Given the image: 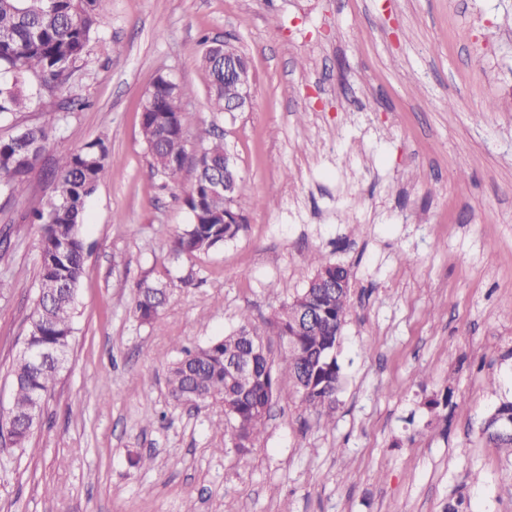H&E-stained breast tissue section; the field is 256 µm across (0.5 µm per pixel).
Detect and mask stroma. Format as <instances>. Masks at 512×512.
Segmentation results:
<instances>
[{
    "label": "stroma",
    "instance_id": "1",
    "mask_svg": "<svg viewBox=\"0 0 512 512\" xmlns=\"http://www.w3.org/2000/svg\"><path fill=\"white\" fill-rule=\"evenodd\" d=\"M212 41L248 59L249 110H212ZM161 73L192 88L188 131L223 132L241 177L243 229L192 256L174 249L187 186L140 136ZM45 122L25 191L0 188V412L37 287L29 216L61 155L103 140L111 173L87 202L68 363L26 447L0 436V512H444L460 494L512 512V459L482 433L512 401V0H111L81 71L0 139ZM313 253L351 272L334 424L283 377L238 454L223 404H177L167 367L245 313L279 361L267 321ZM143 282L168 295L149 323Z\"/></svg>",
    "mask_w": 512,
    "mask_h": 512
}]
</instances>
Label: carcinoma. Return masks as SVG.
Masks as SVG:
<instances>
[{"mask_svg":"<svg viewBox=\"0 0 512 512\" xmlns=\"http://www.w3.org/2000/svg\"><path fill=\"white\" fill-rule=\"evenodd\" d=\"M110 0H0V73L12 83H0V120L20 111L33 96L43 98L63 89L81 68L86 49L97 32ZM220 49L204 54L210 75L209 100L214 110L224 111V102L235 95V86L218 78L214 64ZM192 91L160 74L141 100V135L156 175L189 183L184 205L190 224L177 235V252L194 255L217 249L235 239L243 227L224 222L226 210L237 212L224 200V193L210 190L224 176L237 178V171L224 172V138L207 127L198 131L201 155L186 161L183 142L184 117L178 103ZM52 127L35 125L0 140V186L12 194L25 190L26 177L50 140ZM110 174L109 150L97 140L76 153L57 160L53 195L34 213L40 224V260L37 289L28 317L25 344L53 352L69 349L73 337L76 293L84 272L85 243L81 237L86 200ZM315 273L306 287L275 313L270 325L285 349L279 370L268 353L258 354L252 338L258 333L242 326L204 345L182 350L183 356L168 366L167 385L171 399L183 404L209 400L224 404V434L240 454L249 451L265 424L278 387L277 372L288 375L301 401L312 407L336 403L340 367L336 348L339 333L349 313L350 292L329 291L316 279H336L338 265L313 258ZM166 300L156 285H138L134 312L143 323L153 321ZM309 303L322 311L314 327L296 324V310ZM234 361L254 368L250 388L239 390L229 380L227 365ZM60 367L52 361L35 366L15 360L11 368L13 394L7 411L0 413V432L7 431L11 444L24 447L40 416L28 414L32 397L53 388ZM487 440L512 455V401L501 403L485 421Z\"/></svg>","mask_w":512,"mask_h":512,"instance_id":"cac0c4a2","label":"carcinoma"}]
</instances>
